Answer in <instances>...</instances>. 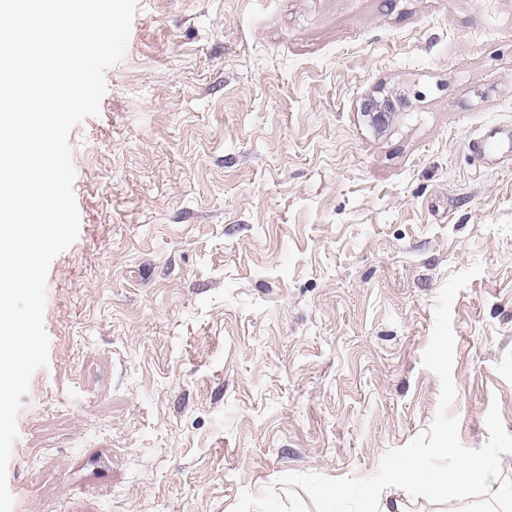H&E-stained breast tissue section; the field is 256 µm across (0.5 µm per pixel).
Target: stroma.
Here are the masks:
<instances>
[{
  "mask_svg": "<svg viewBox=\"0 0 512 512\" xmlns=\"http://www.w3.org/2000/svg\"><path fill=\"white\" fill-rule=\"evenodd\" d=\"M138 2L68 137L80 231L12 512H231L285 474H374L437 413L434 306L477 261L449 412L466 447L494 402L512 434V0ZM405 107V101L400 96H386L380 100H373L366 107L372 127L377 130L386 128L395 114Z\"/></svg>",
  "mask_w": 512,
  "mask_h": 512,
  "instance_id": "obj_1",
  "label": "stroma"
}]
</instances>
